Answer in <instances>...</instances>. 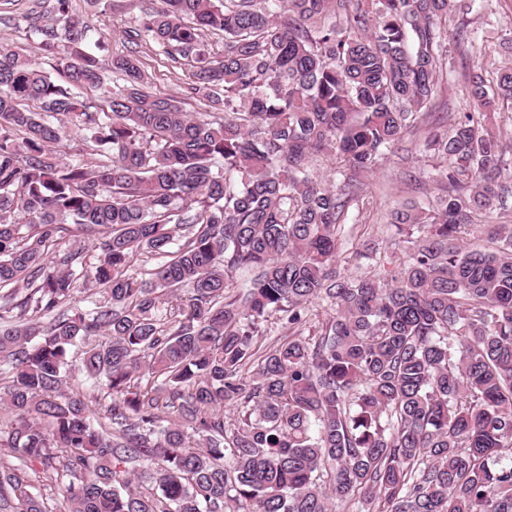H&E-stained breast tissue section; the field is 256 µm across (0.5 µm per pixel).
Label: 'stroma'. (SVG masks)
<instances>
[{"label": "stroma", "mask_w": 512, "mask_h": 512, "mask_svg": "<svg viewBox=\"0 0 512 512\" xmlns=\"http://www.w3.org/2000/svg\"><path fill=\"white\" fill-rule=\"evenodd\" d=\"M151 0H74L77 15L90 27L92 43L101 44L100 57L110 61L113 54H133L148 64L156 90L181 97L188 112L200 111L199 102L184 95L186 77L171 67L145 42L130 43L124 31ZM470 12L448 17V38L444 48L441 89L427 114L422 115L414 133L397 148L384 152L364 177V190L352 203L341 228L342 249L337 268L344 275L379 274L375 260L353 256L360 244H375L380 253L404 259L405 250L390 222V210L397 200L428 203L443 195L444 186L436 174L438 162L425 156L421 146L435 132L449 128L450 119L468 111L466 76L480 68L486 71L504 65L512 55L503 49L512 40V0H470ZM52 0H0V39L54 73L56 61L39 49V38L30 32L27 20L49 14Z\"/></svg>", "instance_id": "1"}]
</instances>
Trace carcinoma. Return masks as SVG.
Wrapping results in <instances>:
<instances>
[{
    "mask_svg": "<svg viewBox=\"0 0 512 512\" xmlns=\"http://www.w3.org/2000/svg\"><path fill=\"white\" fill-rule=\"evenodd\" d=\"M455 6L158 0L126 34L188 67L195 113L134 55L106 87L72 0L32 26L58 78L0 43V512H512V231L463 240L512 209L488 132L511 64L427 141L447 195L391 211L406 261L336 268L358 175L437 93ZM74 231L97 253L55 262ZM80 286L94 308L64 311Z\"/></svg>",
    "mask_w": 512,
    "mask_h": 512,
    "instance_id": "carcinoma-1",
    "label": "carcinoma"
}]
</instances>
